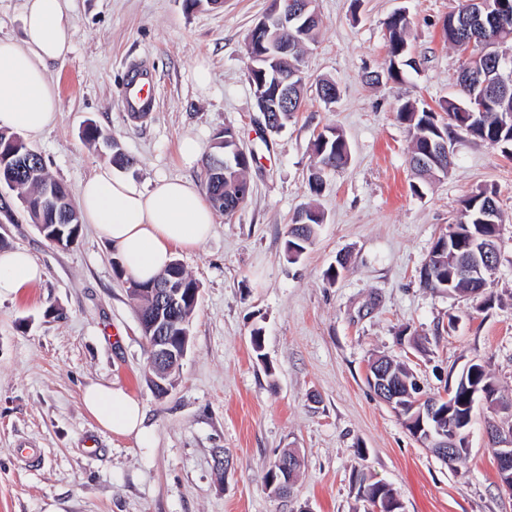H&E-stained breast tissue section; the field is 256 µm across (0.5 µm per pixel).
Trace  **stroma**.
I'll return each instance as SVG.
<instances>
[{
	"instance_id": "stroma-1",
	"label": "stroma",
	"mask_w": 512,
	"mask_h": 512,
	"mask_svg": "<svg viewBox=\"0 0 512 512\" xmlns=\"http://www.w3.org/2000/svg\"><path fill=\"white\" fill-rule=\"evenodd\" d=\"M269 5L224 0L189 11L183 0H73V48L48 69L59 120L28 140L52 178L74 192L110 164L109 150L83 135L91 122L133 159L124 177L144 187L160 178L199 183L203 166L182 162L180 141L197 139L206 155L229 127L253 158L251 194L232 216L216 215L201 246L174 250L201 293L165 395L151 384L136 303L111 245L86 224L75 245L58 247L19 206L0 221V241L44 270L40 283L0 298V512H355L357 469L391 485L404 512H512L483 418L471 427L465 463L452 469L366 381L369 360L386 355L406 364L425 394H440L476 361L512 396V155L461 134L448 176L417 185L410 135L396 116L402 100L438 113L457 94L462 59L442 30L452 2L316 0L321 25L304 57V106L282 130L263 133L245 42ZM399 11L410 18L419 69L400 84L369 83L387 58L386 21ZM203 63L204 88L195 78ZM142 65L155 102L135 121L120 101L127 71ZM322 79L336 83V104L319 99ZM328 127L343 131L351 155L344 168L321 171L315 196L313 143ZM484 188L496 190L504 215L493 301L423 288L418 272L433 242ZM310 203L324 222L292 263L286 232ZM341 257L346 272L327 280ZM405 328L417 344L402 339ZM92 382L141 402L150 447L102 429L84 410ZM23 444L37 461L17 459ZM290 449L300 471L280 498L264 476Z\"/></svg>"
}]
</instances>
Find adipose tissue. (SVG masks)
I'll list each match as a JSON object with an SVG mask.
<instances>
[{
  "label": "adipose tissue",
  "mask_w": 512,
  "mask_h": 512,
  "mask_svg": "<svg viewBox=\"0 0 512 512\" xmlns=\"http://www.w3.org/2000/svg\"><path fill=\"white\" fill-rule=\"evenodd\" d=\"M72 2L23 0V38L0 37V127L35 137L56 124L58 96L46 72L71 48ZM77 205L85 222L111 244L125 274L142 283L163 273L174 248L193 249L208 240L215 224L213 208L196 182L161 179L144 188L108 166L83 183ZM42 276L27 251H0V296ZM82 403L103 429L149 445L144 409L124 388L90 384Z\"/></svg>",
  "instance_id": "adipose-tissue-1"
}]
</instances>
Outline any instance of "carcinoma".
<instances>
[{
	"label": "carcinoma",
	"mask_w": 512,
	"mask_h": 512,
	"mask_svg": "<svg viewBox=\"0 0 512 512\" xmlns=\"http://www.w3.org/2000/svg\"><path fill=\"white\" fill-rule=\"evenodd\" d=\"M409 25L408 16L404 12L394 13L387 22L388 52L385 71L388 79L394 82L403 79L406 69H416L415 59L410 54L407 41ZM318 27L319 24L315 23L304 31L297 50L288 59V69H299L304 47L314 40ZM481 91L482 88L477 86V80L464 71L460 72L458 95L448 100L443 107L447 115L444 122L431 110L420 108L410 100L400 103L397 116L400 122L406 125L411 136L410 164L420 182L425 183L440 174L445 176L451 168V163L446 158L440 164L428 168H421L416 162L417 158L426 156L429 149L435 147V139L441 134L451 140L455 134L462 132L492 146L512 147V126L505 125V117L512 114V79L498 83L485 112L477 119L471 120L467 113L469 96L473 92ZM325 135L327 140H317L314 143V154L322 168L335 170L345 166L350 157V149L343 133L335 127H329L325 130ZM220 139L221 135H215L213 151L204 164V185L213 207L226 215H231L240 207L237 200V183L245 180V173L252 157H247L238 165L234 163L228 169L215 166L213 158L221 159L225 155H233L234 145H224ZM13 173L14 190L26 203L25 210L31 222L48 225L47 233L61 241L64 247L77 241L82 224L80 212L72 203L64 184L48 175L42 155L37 152L29 159L22 158L21 165L17 166ZM490 204L498 205L494 190L481 189L466 200L462 218L455 224L456 233L448 237L439 236L428 254L427 260L434 270V275L430 280H420L423 287L438 292L448 291L461 297L479 300L483 304L493 300L488 288L462 277L456 264L451 260L452 255L467 252L475 241L489 234L486 226L476 223V217ZM323 221L324 213L313 205L298 210L288 228L285 251L295 249L301 254L305 253L312 246L316 231ZM152 287H156V284L130 281V294L137 302L141 314L151 307L147 296ZM196 307L197 303L189 296L182 299V305L178 306L177 310L169 312L172 335L176 336L181 330L189 328ZM386 364L392 382L400 387L403 394L398 414L410 435H423L428 430L449 426L456 430L459 440H464L472 425L478 401L476 397L470 398V393L486 387L495 392V397L484 403V406L492 414L504 413L499 423L512 432V399L501 394L496 380L483 364L473 362L462 371L453 386V404L440 401L433 415L424 418L416 416V411L412 410L414 403L421 398L420 392L415 389L417 382L413 374L405 366L391 359L387 360ZM298 466L299 463L291 453L283 454L270 466V469L274 470L276 484L293 483ZM352 480L357 487L358 498L364 501L377 498L383 512H392V506L399 500V496L390 485L372 480L361 470L353 473Z\"/></svg>",
	"instance_id": "cac0c4a2"
}]
</instances>
